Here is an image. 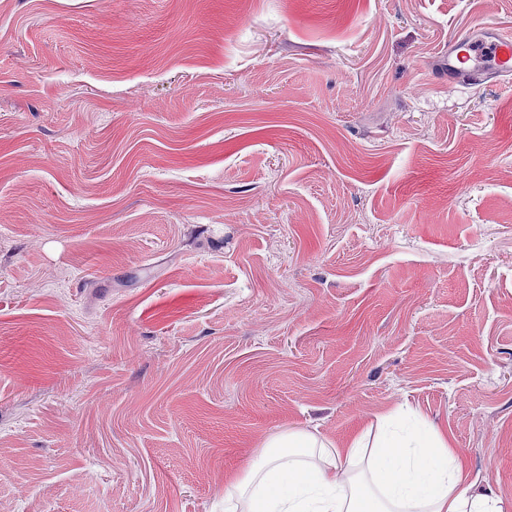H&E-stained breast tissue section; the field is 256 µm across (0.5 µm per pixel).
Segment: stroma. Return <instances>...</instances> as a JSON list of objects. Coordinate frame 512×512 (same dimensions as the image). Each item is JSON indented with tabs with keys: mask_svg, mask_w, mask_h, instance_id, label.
<instances>
[{
	"mask_svg": "<svg viewBox=\"0 0 512 512\" xmlns=\"http://www.w3.org/2000/svg\"><path fill=\"white\" fill-rule=\"evenodd\" d=\"M512 0H0V512H224L410 412L512 502ZM485 58V66L471 64ZM448 91L486 83L512 75V39L496 34L475 39L469 33L456 35L448 43Z\"/></svg>",
	"mask_w": 512,
	"mask_h": 512,
	"instance_id": "1",
	"label": "stroma"
}]
</instances>
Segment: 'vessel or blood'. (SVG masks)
I'll return each instance as SVG.
<instances>
[{
  "mask_svg": "<svg viewBox=\"0 0 512 512\" xmlns=\"http://www.w3.org/2000/svg\"><path fill=\"white\" fill-rule=\"evenodd\" d=\"M448 88L482 84L512 76V38L505 35L473 38L456 35L448 43Z\"/></svg>",
  "mask_w": 512,
  "mask_h": 512,
  "instance_id": "b4317fda",
  "label": "vessel or blood"
}]
</instances>
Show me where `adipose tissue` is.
I'll return each instance as SVG.
<instances>
[{
  "label": "adipose tissue",
  "mask_w": 512,
  "mask_h": 512,
  "mask_svg": "<svg viewBox=\"0 0 512 512\" xmlns=\"http://www.w3.org/2000/svg\"><path fill=\"white\" fill-rule=\"evenodd\" d=\"M366 460L362 472L352 471ZM224 512H512L472 493L461 461L436 430L403 416L393 431L349 447L318 446L291 431L271 438L251 465L225 478Z\"/></svg>",
  "instance_id": "ef3b65f1"
}]
</instances>
